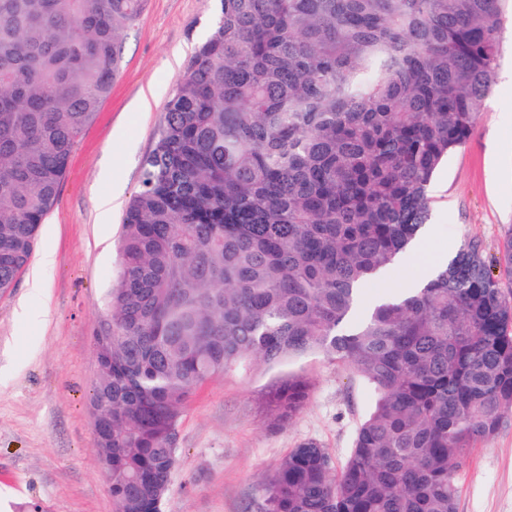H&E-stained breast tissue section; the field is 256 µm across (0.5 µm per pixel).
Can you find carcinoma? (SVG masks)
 Instances as JSON below:
<instances>
[{
	"label": "carcinoma",
	"instance_id": "cac0c4a2",
	"mask_svg": "<svg viewBox=\"0 0 512 512\" xmlns=\"http://www.w3.org/2000/svg\"><path fill=\"white\" fill-rule=\"evenodd\" d=\"M508 0H218L123 218L93 416L116 512H161L183 412L243 366L319 355L373 405L349 457L308 441L264 512H456L470 448L512 416V300L481 244L358 314L430 219L494 88ZM145 0H0V291L32 256ZM311 380L277 378L278 421Z\"/></svg>",
	"mask_w": 512,
	"mask_h": 512
}]
</instances>
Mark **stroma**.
<instances>
[{
  "instance_id": "obj_1",
  "label": "stroma",
  "mask_w": 512,
  "mask_h": 512,
  "mask_svg": "<svg viewBox=\"0 0 512 512\" xmlns=\"http://www.w3.org/2000/svg\"><path fill=\"white\" fill-rule=\"evenodd\" d=\"M214 0H146L124 35L120 73L76 144L54 208L42 224L34 258L46 297L23 271L0 293V512H114L97 463L89 403L97 375L93 338L107 317L105 297L120 271L118 243L126 205L141 180L164 105L196 47L210 32ZM467 142L449 154L432 182L431 217L421 257L398 268L407 285L442 268L458 248L479 241L504 268L512 251V22L504 32L497 82L478 106ZM111 164L124 191L110 223L96 203ZM39 311L23 318L22 307ZM313 382L310 399L289 423L264 405L278 371L218 376L193 398L178 427L181 460L162 512H262L263 479L291 448L314 440L337 463L350 453L372 396L349 372L312 355L294 360ZM457 512H512V417L472 448L459 471Z\"/></svg>"
}]
</instances>
